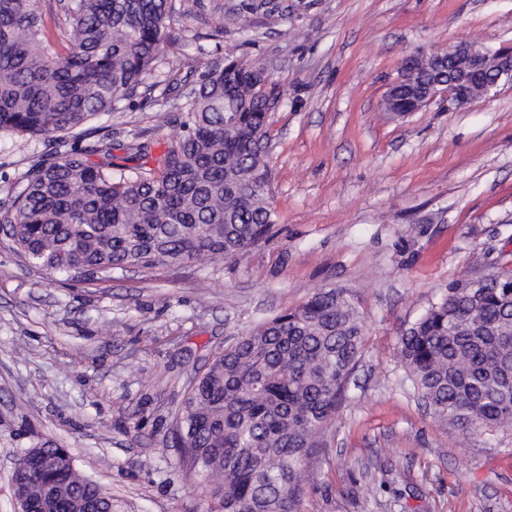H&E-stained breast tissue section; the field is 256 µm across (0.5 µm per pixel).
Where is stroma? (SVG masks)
<instances>
[{
  "mask_svg": "<svg viewBox=\"0 0 512 512\" xmlns=\"http://www.w3.org/2000/svg\"><path fill=\"white\" fill-rule=\"evenodd\" d=\"M169 26L183 46L153 90L65 149L147 141L159 158L187 57L261 64L280 98L277 220L235 258L108 280L47 277L0 240V512L17 508L16 460L43 443L68 449L112 512H208L216 480L186 465L174 413L215 352L320 288L354 298L366 340L299 512H512V426L465 434L437 418L396 350L450 285L512 270V84L460 110L381 108L413 52L512 44V0H176ZM56 147L0 133V210Z\"/></svg>",
  "mask_w": 512,
  "mask_h": 512,
  "instance_id": "obj_1",
  "label": "stroma"
}]
</instances>
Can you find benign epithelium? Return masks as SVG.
Wrapping results in <instances>:
<instances>
[{
	"label": "benign epithelium",
	"mask_w": 512,
	"mask_h": 512,
	"mask_svg": "<svg viewBox=\"0 0 512 512\" xmlns=\"http://www.w3.org/2000/svg\"><path fill=\"white\" fill-rule=\"evenodd\" d=\"M489 50L472 41H461L450 52L433 50L418 51L405 57L401 63L400 76L390 84L382 100V108L395 94V89L405 80L417 75V62L430 61V78L421 85L420 93L423 106L441 100L450 110H460L473 101L486 99L496 92L504 82L512 80V46H503L497 50L494 68L487 66ZM481 82V94L475 95V82ZM55 460L46 453V447L30 448L21 464L25 475L24 484L38 490L35 495L23 494L15 489L18 502L17 512H52L49 502L60 494L59 487L52 479ZM100 493L89 498L73 502V512H99L101 495L106 489L97 486Z\"/></svg>",
	"instance_id": "7a95c632"
}]
</instances>
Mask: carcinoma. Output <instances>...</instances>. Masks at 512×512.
I'll return each instance as SVG.
<instances>
[{"label":"carcinoma","mask_w":512,"mask_h":512,"mask_svg":"<svg viewBox=\"0 0 512 512\" xmlns=\"http://www.w3.org/2000/svg\"><path fill=\"white\" fill-rule=\"evenodd\" d=\"M58 47L40 0H0V133L25 148L117 109L151 89L178 38L174 0H67ZM178 87L181 131L157 167L150 143L58 153L31 170L0 216L23 261L50 276L109 280L112 271L235 258L275 223L267 196L268 83L245 62ZM394 112L416 109L414 86ZM136 165L128 166L126 162ZM507 288L448 287L398 340V357L425 403L462 431L512 425V307ZM365 345L362 313L343 290L321 289L215 354L176 416L199 473L221 472L220 512H298L307 463L332 425ZM59 508L91 493L71 466L57 476Z\"/></svg>","instance_id":"cac0c4a2"}]
</instances>
